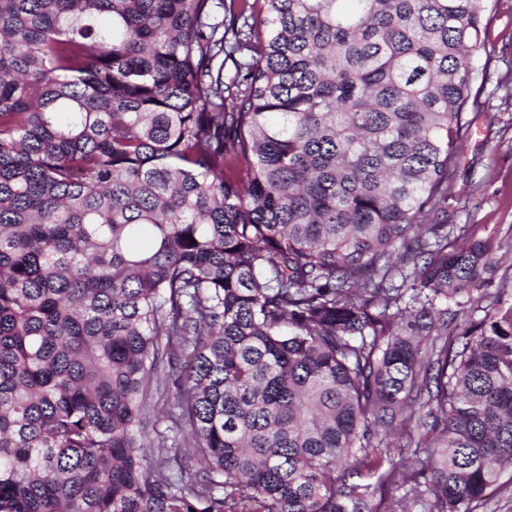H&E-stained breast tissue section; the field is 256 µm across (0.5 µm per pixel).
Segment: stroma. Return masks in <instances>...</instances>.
Wrapping results in <instances>:
<instances>
[{
    "instance_id": "obj_1",
    "label": "stroma",
    "mask_w": 512,
    "mask_h": 512,
    "mask_svg": "<svg viewBox=\"0 0 512 512\" xmlns=\"http://www.w3.org/2000/svg\"><path fill=\"white\" fill-rule=\"evenodd\" d=\"M486 15L472 85L482 108L466 115L467 146L448 187V221L466 238L499 244L512 239V0H488Z\"/></svg>"
}]
</instances>
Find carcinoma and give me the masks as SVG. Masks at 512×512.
Instances as JSON below:
<instances>
[{
  "mask_svg": "<svg viewBox=\"0 0 512 512\" xmlns=\"http://www.w3.org/2000/svg\"><path fill=\"white\" fill-rule=\"evenodd\" d=\"M484 2L0 0V512H474L512 472V299L448 223ZM177 356L190 452L137 439ZM403 494V488L387 486L376 492L374 503L379 512H388L391 508L395 509L396 512H401L402 502L404 501Z\"/></svg>",
  "mask_w": 512,
  "mask_h": 512,
  "instance_id": "carcinoma-1",
  "label": "carcinoma"
}]
</instances>
